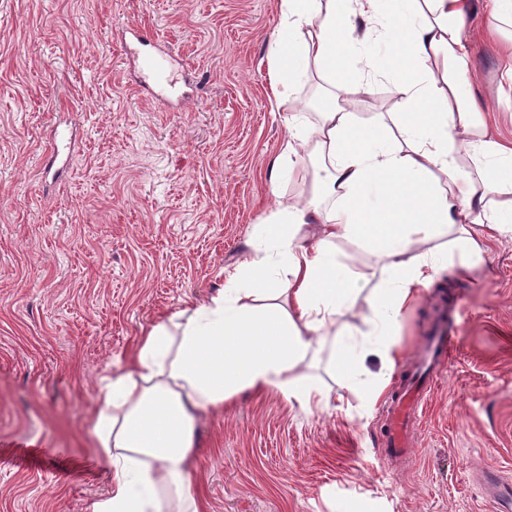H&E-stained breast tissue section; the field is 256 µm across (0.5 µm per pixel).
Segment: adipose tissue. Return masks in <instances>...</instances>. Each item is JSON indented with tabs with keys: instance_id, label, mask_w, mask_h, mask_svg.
I'll list each match as a JSON object with an SVG mask.
<instances>
[{
	"instance_id": "1",
	"label": "adipose tissue",
	"mask_w": 512,
	"mask_h": 512,
	"mask_svg": "<svg viewBox=\"0 0 512 512\" xmlns=\"http://www.w3.org/2000/svg\"><path fill=\"white\" fill-rule=\"evenodd\" d=\"M467 6L278 0L270 96L295 105L281 155L311 164L310 189L279 201L223 290L153 324L134 368L102 378L93 434L109 490L93 512H204L188 472L196 412L268 389L307 410L326 407V390L301 372L321 355L345 380L368 376L376 402L400 356L402 311L440 274L448 245L468 259L481 255L486 235H512V142L498 139L474 95L481 75L464 37ZM376 43L402 109L361 122ZM312 70L331 94L310 120L296 100ZM340 241L375 256L384 277L362 332L336 324L366 279L339 263Z\"/></svg>"
}]
</instances>
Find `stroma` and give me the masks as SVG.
<instances>
[{
  "instance_id": "obj_1",
  "label": "stroma",
  "mask_w": 512,
  "mask_h": 512,
  "mask_svg": "<svg viewBox=\"0 0 512 512\" xmlns=\"http://www.w3.org/2000/svg\"><path fill=\"white\" fill-rule=\"evenodd\" d=\"M466 36L494 105L506 85L488 0ZM275 0H0V512H92L108 490L92 427L102 377L132 365L154 323L207 302L251 253L279 197L271 181L287 105L267 97ZM192 76L183 107L154 99L123 28ZM77 144L60 179L44 168L56 129ZM471 271L418 288L397 327V381L451 293L454 354L427 400L411 464L379 451L381 405L329 387L311 411L246 390L201 413L191 478L207 512H495L479 481L512 480V239L489 238Z\"/></svg>"
}]
</instances>
